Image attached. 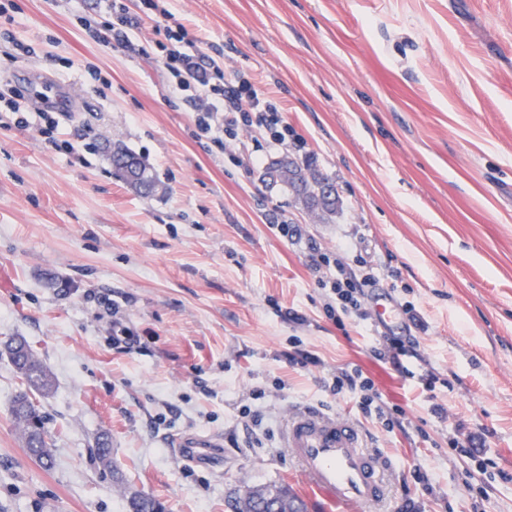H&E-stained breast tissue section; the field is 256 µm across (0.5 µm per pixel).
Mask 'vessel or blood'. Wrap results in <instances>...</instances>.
<instances>
[{"label": "vessel or blood", "mask_w": 512, "mask_h": 512, "mask_svg": "<svg viewBox=\"0 0 512 512\" xmlns=\"http://www.w3.org/2000/svg\"><path fill=\"white\" fill-rule=\"evenodd\" d=\"M372 310L378 326L389 330L402 327L401 310L389 296L377 295ZM282 440L308 490L350 512L386 498L390 463L368 449L365 433L351 418L301 405L289 412ZM220 445L218 437L196 435L177 443L184 456L194 462L209 460Z\"/></svg>", "instance_id": "vessel-or-blood-1"}]
</instances>
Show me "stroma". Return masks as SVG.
<instances>
[{
    "mask_svg": "<svg viewBox=\"0 0 512 512\" xmlns=\"http://www.w3.org/2000/svg\"><path fill=\"white\" fill-rule=\"evenodd\" d=\"M0 1V82L30 98L72 86L55 136L84 146L54 150L37 112L25 127L0 112V346L24 337L50 369L38 403L55 436L47 470L12 416L20 383L0 354V512H125L133 492L166 512H232L238 492L270 484L298 490L306 512H338L301 491L280 441L309 403L347 413L391 460L379 512H512V0H172L225 82L246 75L278 102L336 184L329 219L262 182L292 146L256 152L243 132L221 150L199 135L171 92L162 19L144 20L135 54L82 28L108 21L106 0ZM117 143L158 191L114 174ZM316 250L365 261L412 303L424 360L409 367L434 391L375 359L372 319L327 316ZM295 338L317 363L288 361ZM354 366L404 429L331 391ZM102 434L110 468L94 456ZM188 434L223 436L219 463L182 457ZM472 436L479 456L451 448ZM131 160L132 163H134L138 170L142 173V175L153 184H159L156 176L152 172L151 168L145 163V161L135 154L133 151L128 149L126 146L122 144H115L114 149L112 151V167L113 170L120 176L122 180H124L129 185L136 188L130 181V177L127 175V168L132 163H128V161ZM140 191H143L145 193H152L150 190H142L140 188Z\"/></svg>",
    "mask_w": 512,
    "mask_h": 512,
    "instance_id": "obj_1",
    "label": "stroma"
}]
</instances>
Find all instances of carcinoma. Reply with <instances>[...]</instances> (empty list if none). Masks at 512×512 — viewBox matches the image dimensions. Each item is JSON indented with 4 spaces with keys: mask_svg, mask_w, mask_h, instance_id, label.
<instances>
[{
    "mask_svg": "<svg viewBox=\"0 0 512 512\" xmlns=\"http://www.w3.org/2000/svg\"><path fill=\"white\" fill-rule=\"evenodd\" d=\"M131 162L149 182L158 183L151 168L140 156L122 144L115 145L112 151V167L127 183L130 182L127 168ZM4 351L12 361L21 384L20 390L12 400V414L22 428L27 446L37 456V462L43 468L49 469L54 463L53 442L37 439L35 423H40L43 429L47 427V417L36 403V396L45 395L52 388L51 373L46 365L35 358L28 343L20 337L7 342ZM94 455L102 464L111 463L112 448L107 437L98 438ZM270 502H287L304 507L285 484L248 487L238 494L232 507L234 512H263ZM126 512H164V507L152 496L133 493L126 500Z\"/></svg>",
    "mask_w": 512,
    "mask_h": 512,
    "instance_id": "1",
    "label": "carcinoma"
}]
</instances>
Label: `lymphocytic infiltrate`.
<instances>
[{"mask_svg": "<svg viewBox=\"0 0 512 512\" xmlns=\"http://www.w3.org/2000/svg\"><path fill=\"white\" fill-rule=\"evenodd\" d=\"M107 8L110 22L102 30L88 28V36L96 42L115 43L131 51L136 48L133 33L143 18H164L171 48L163 63L174 79L175 92L190 93L197 112L196 124L215 145H223L228 138L236 139L242 129L250 132L252 142L260 148L286 141L288 125L276 102L260 93L250 81L225 85L224 69L216 61L182 50L184 27L172 12L169 0H109ZM335 268L334 274L320 282L334 301L330 314H361L365 292L377 281L373 269L355 271L341 265ZM331 387L339 394H353L361 413L376 420L386 431L401 426L403 411L387 406L373 380L360 368L342 370L333 377Z\"/></svg>", "mask_w": 512, "mask_h": 512, "instance_id": "1", "label": "lymphocytic infiltrate"}]
</instances>
